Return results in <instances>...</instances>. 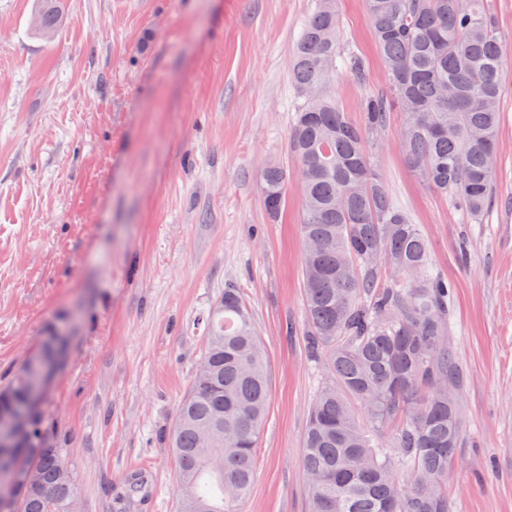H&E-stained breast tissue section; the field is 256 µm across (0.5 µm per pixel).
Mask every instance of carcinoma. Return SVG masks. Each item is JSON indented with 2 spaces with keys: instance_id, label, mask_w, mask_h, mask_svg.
<instances>
[{
  "instance_id": "cac0c4a2",
  "label": "carcinoma",
  "mask_w": 512,
  "mask_h": 512,
  "mask_svg": "<svg viewBox=\"0 0 512 512\" xmlns=\"http://www.w3.org/2000/svg\"><path fill=\"white\" fill-rule=\"evenodd\" d=\"M385 64L386 91L363 101L352 122L329 86L342 62L335 0H317L294 50L303 102L287 150L297 164L305 335L326 355L330 383L308 415L301 467L313 476L310 512H450L445 481L462 444L466 379L448 344L453 284L429 261L426 239L394 202L369 152L389 112L402 114L400 144L421 179L482 223L497 175L503 43L484 0H367ZM34 29L56 32L58 0H41ZM288 169L270 165L260 182L277 217ZM393 278L381 285L378 261ZM202 360L168 435L176 459L177 512H240L269 397L263 344L237 289L226 288L207 324ZM31 376H16L0 405L20 406ZM224 420V437L201 431ZM43 417L27 448L0 447V512H70L76 478L63 448L45 447ZM33 469L37 486L20 482Z\"/></svg>"
}]
</instances>
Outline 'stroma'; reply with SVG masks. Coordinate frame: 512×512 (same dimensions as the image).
I'll return each instance as SVG.
<instances>
[{"instance_id":"stroma-1","label":"stroma","mask_w":512,"mask_h":512,"mask_svg":"<svg viewBox=\"0 0 512 512\" xmlns=\"http://www.w3.org/2000/svg\"><path fill=\"white\" fill-rule=\"evenodd\" d=\"M53 38L36 0H0V387L46 337L69 348L43 404L80 512H176L165 435L189 392L206 318L239 289L268 359L267 415L244 512H308V412L331 378L303 334L301 197L273 219L263 170L290 166L297 36L316 0H63ZM505 38L496 201L467 223L406 164L390 113L369 153L454 285L450 343L466 385L452 512H512V0H485ZM337 104L362 123L384 88L366 0H336Z\"/></svg>"}]
</instances>
